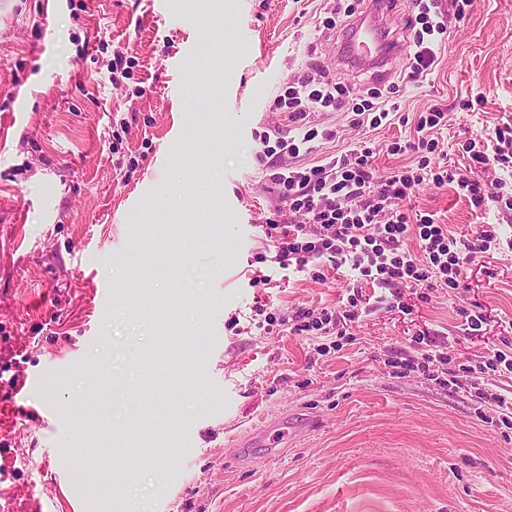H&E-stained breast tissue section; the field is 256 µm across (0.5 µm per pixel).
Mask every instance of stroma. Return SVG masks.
I'll return each instance as SVG.
<instances>
[{"label":"stroma","mask_w":512,"mask_h":512,"mask_svg":"<svg viewBox=\"0 0 512 512\" xmlns=\"http://www.w3.org/2000/svg\"><path fill=\"white\" fill-rule=\"evenodd\" d=\"M323 6L0 0V512H512V430L494 409L477 418L469 393L385 364L424 332L456 364L512 347V250L466 265L458 289H401L403 309L375 305L337 351L251 320L259 301L290 315L349 295V268L321 282L268 262L261 225L280 201L251 157L258 132L288 127L268 104L309 56L354 90L376 84L338 60ZM445 12L434 74L397 102L412 118L447 106L433 137L462 168L459 141L512 122V0ZM307 122L339 133L307 162L349 144L379 148L380 177L416 162L386 151L410 126ZM414 205L458 237L512 235V211L476 214L450 184ZM472 303L489 316L475 335L458 314ZM50 365L62 413L47 428L11 393ZM282 420L288 445L241 447Z\"/></svg>","instance_id":"stroma-1"}]
</instances>
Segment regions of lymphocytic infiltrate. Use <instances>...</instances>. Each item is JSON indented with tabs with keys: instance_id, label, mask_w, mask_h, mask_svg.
Listing matches in <instances>:
<instances>
[{
	"instance_id": "f902f5d3",
	"label": "lymphocytic infiltrate",
	"mask_w": 512,
	"mask_h": 512,
	"mask_svg": "<svg viewBox=\"0 0 512 512\" xmlns=\"http://www.w3.org/2000/svg\"><path fill=\"white\" fill-rule=\"evenodd\" d=\"M414 6L415 15L406 21L407 29L415 33L414 51L395 81L370 88L366 96L356 100L351 87L333 81L325 66L313 63L271 100L270 111L287 113L294 123L328 108L349 113L355 127L367 124L376 128L389 119L405 123L406 117L392 96L422 83L435 71L448 30L438 0H414ZM447 123L446 109L428 107L417 117L415 140L402 148L434 151L436 142L431 134ZM319 135L330 139L334 133L326 130ZM319 135L311 129L292 135L280 128L258 134L254 157L270 170L279 199L288 204L287 210L266 219L265 236L275 248L273 261L279 268L302 271L312 264L317 268L316 279L322 281L325 268L347 266L358 276L349 284L351 295L346 305L336 309L302 308L294 315L279 316L266 305H257L256 314L267 324L287 326L294 335L314 331L343 336L358 323L370 303L366 287L388 290V306L398 309L402 306L400 288L457 289L464 265L478 262L492 251L512 249V236L502 237L495 225H481L472 237L458 239L449 235L446 225L436 223L432 214L419 212L412 216L401 208L402 202L412 200L420 186L429 181L438 186L456 184L475 210H512V185L504 177L512 170V125L495 127L480 139H468L462 146L469 162L465 169H433L422 159L417 166L394 170L381 180L376 177L375 151L367 146L349 145L318 164H300V156L313 152V142ZM402 148L392 144L388 150L395 154ZM490 169L498 170V177L486 179ZM412 235L419 239L421 253L406 247ZM416 342L417 354L399 352L388 359L395 376L419 373L442 389L473 391L477 403L495 407L501 423L512 429V398L477 387L474 382L478 374L512 373L511 353L496 349L478 365H462L451 371L447 368V353L431 348L428 336H419Z\"/></svg>"
}]
</instances>
